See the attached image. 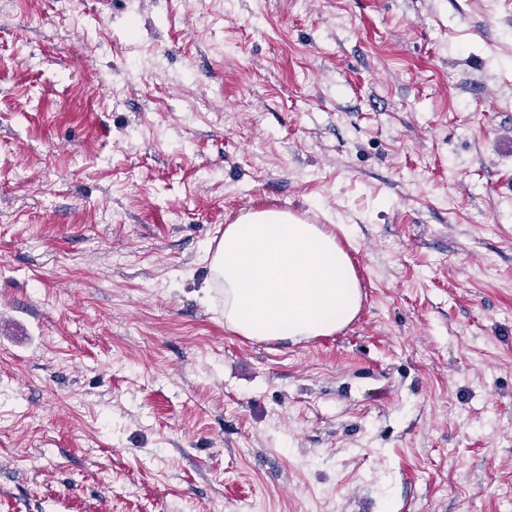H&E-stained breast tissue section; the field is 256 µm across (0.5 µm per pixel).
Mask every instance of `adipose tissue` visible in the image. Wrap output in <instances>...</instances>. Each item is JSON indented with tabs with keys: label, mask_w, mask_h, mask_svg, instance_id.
I'll return each mask as SVG.
<instances>
[{
	"label": "adipose tissue",
	"mask_w": 512,
	"mask_h": 512,
	"mask_svg": "<svg viewBox=\"0 0 512 512\" xmlns=\"http://www.w3.org/2000/svg\"><path fill=\"white\" fill-rule=\"evenodd\" d=\"M205 259L210 284L224 289L225 326L255 341L328 336L361 307L359 278L335 233L288 212L241 215Z\"/></svg>",
	"instance_id": "obj_1"
}]
</instances>
